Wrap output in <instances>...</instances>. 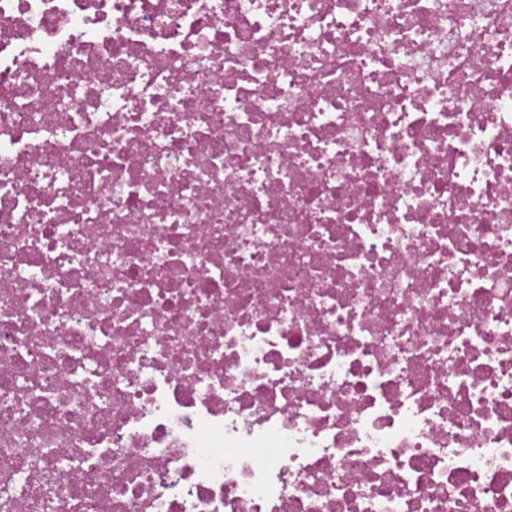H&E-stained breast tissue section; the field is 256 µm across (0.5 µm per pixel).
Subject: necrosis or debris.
<instances>
[{
    "label": "necrosis or debris",
    "mask_w": 512,
    "mask_h": 512,
    "mask_svg": "<svg viewBox=\"0 0 512 512\" xmlns=\"http://www.w3.org/2000/svg\"><path fill=\"white\" fill-rule=\"evenodd\" d=\"M0 512H512V0H0Z\"/></svg>",
    "instance_id": "obj_1"
}]
</instances>
